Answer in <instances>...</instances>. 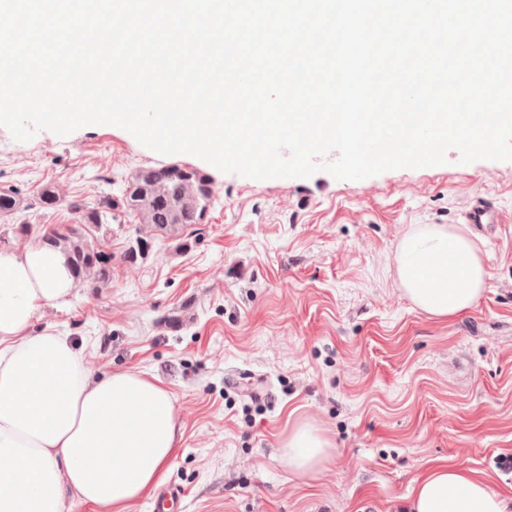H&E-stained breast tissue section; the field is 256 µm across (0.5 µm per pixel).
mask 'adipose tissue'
Returning <instances> with one entry per match:
<instances>
[{
  "mask_svg": "<svg viewBox=\"0 0 512 512\" xmlns=\"http://www.w3.org/2000/svg\"><path fill=\"white\" fill-rule=\"evenodd\" d=\"M489 278L467 226L426 224L395 256V286L428 318L472 309ZM66 257L47 246L0 249V512H130L161 483L181 446L170 391L135 370L97 374L69 337L33 332L37 313L74 289ZM333 444L295 422L279 450L289 474L315 479ZM394 512H512V490L448 462L414 480Z\"/></svg>",
  "mask_w": 512,
  "mask_h": 512,
  "instance_id": "1",
  "label": "adipose tissue"
}]
</instances>
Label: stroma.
<instances>
[{"mask_svg":"<svg viewBox=\"0 0 512 512\" xmlns=\"http://www.w3.org/2000/svg\"><path fill=\"white\" fill-rule=\"evenodd\" d=\"M347 181L212 176L213 205L189 247L113 211L112 283L78 285L36 316L101 374L141 370L173 394L181 448L166 478L176 512H387L445 460L512 485V161H459ZM196 156L136 147L109 125L26 142L0 127V184L62 202L22 217L35 235L74 224L71 202L116 193L138 169ZM505 219L479 233L490 277L468 312L436 321L393 283L396 249L423 224H461L475 196ZM150 247L123 255L136 237ZM332 439L316 479L278 449L295 421Z\"/></svg>","mask_w":512,"mask_h":512,"instance_id":"obj_1","label":"stroma"}]
</instances>
